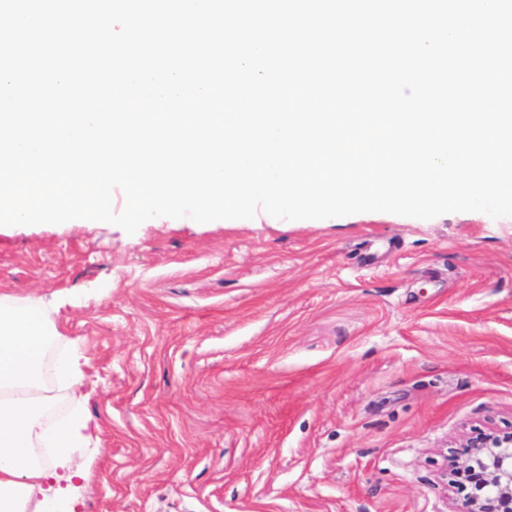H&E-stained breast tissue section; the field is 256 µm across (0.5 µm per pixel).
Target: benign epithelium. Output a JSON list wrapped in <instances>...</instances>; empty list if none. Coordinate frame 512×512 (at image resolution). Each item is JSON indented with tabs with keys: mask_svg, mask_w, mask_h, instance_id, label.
Listing matches in <instances>:
<instances>
[{
	"mask_svg": "<svg viewBox=\"0 0 512 512\" xmlns=\"http://www.w3.org/2000/svg\"><path fill=\"white\" fill-rule=\"evenodd\" d=\"M468 447L476 449L482 483L477 501H465L460 512H512V434H483Z\"/></svg>",
	"mask_w": 512,
	"mask_h": 512,
	"instance_id": "obj_1",
	"label": "benign epithelium"
}]
</instances>
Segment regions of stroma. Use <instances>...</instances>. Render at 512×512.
<instances>
[{
    "label": "stroma",
    "instance_id": "1",
    "mask_svg": "<svg viewBox=\"0 0 512 512\" xmlns=\"http://www.w3.org/2000/svg\"><path fill=\"white\" fill-rule=\"evenodd\" d=\"M1 294L85 359L78 512H459L512 432V217L0 226Z\"/></svg>",
    "mask_w": 512,
    "mask_h": 512
}]
</instances>
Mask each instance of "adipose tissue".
<instances>
[{
    "mask_svg": "<svg viewBox=\"0 0 512 512\" xmlns=\"http://www.w3.org/2000/svg\"><path fill=\"white\" fill-rule=\"evenodd\" d=\"M58 332L40 299L0 295V512H26L33 492L43 512H75L86 473L71 470L74 448L89 446L82 409L81 356L72 351L47 364ZM72 399L70 413L47 421L48 380Z\"/></svg>",
    "mask_w": 512,
    "mask_h": 512,
    "instance_id": "obj_1",
    "label": "adipose tissue"
}]
</instances>
